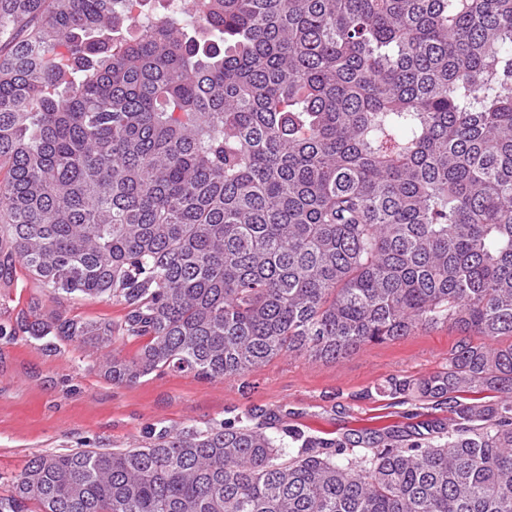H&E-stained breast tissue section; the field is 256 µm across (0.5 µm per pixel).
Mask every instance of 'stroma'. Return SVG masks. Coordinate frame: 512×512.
<instances>
[{
  "label": "stroma",
  "mask_w": 512,
  "mask_h": 512,
  "mask_svg": "<svg viewBox=\"0 0 512 512\" xmlns=\"http://www.w3.org/2000/svg\"><path fill=\"white\" fill-rule=\"evenodd\" d=\"M32 310L115 320L124 313L108 299H53L21 268L12 282H0V325L16 330ZM461 336L440 324L336 361L285 354L238 378L167 372L115 385L99 366L101 351L62 342L49 353L18 332L13 341L0 340V490L41 453L134 448L154 429L203 428L250 411L324 439L448 427L447 406L394 398L383 389L390 379H417L446 366Z\"/></svg>",
  "instance_id": "1"
}]
</instances>
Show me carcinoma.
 <instances>
[{
  "instance_id": "cac0c4a2",
  "label": "carcinoma",
  "mask_w": 512,
  "mask_h": 512,
  "mask_svg": "<svg viewBox=\"0 0 512 512\" xmlns=\"http://www.w3.org/2000/svg\"><path fill=\"white\" fill-rule=\"evenodd\" d=\"M147 2L0 0V278L125 309L28 339L119 385L483 342L390 380L441 436L164 427L34 456L0 512H512V0Z\"/></svg>"
}]
</instances>
